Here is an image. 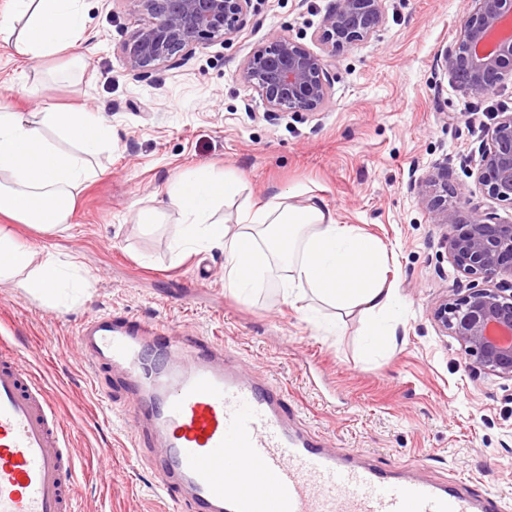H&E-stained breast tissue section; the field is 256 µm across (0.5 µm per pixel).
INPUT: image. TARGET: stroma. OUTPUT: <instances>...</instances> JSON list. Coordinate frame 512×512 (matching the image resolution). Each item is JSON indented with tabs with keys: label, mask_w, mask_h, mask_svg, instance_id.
I'll list each match as a JSON object with an SVG mask.
<instances>
[{
	"label": "stroma",
	"mask_w": 512,
	"mask_h": 512,
	"mask_svg": "<svg viewBox=\"0 0 512 512\" xmlns=\"http://www.w3.org/2000/svg\"><path fill=\"white\" fill-rule=\"evenodd\" d=\"M334 0H253L242 31L196 49L179 67L133 79L121 45L140 20L124 0H81L80 77L47 80L69 56L23 60L0 41V103L22 112H97L112 148L107 174L87 184L67 230L14 225L37 252L74 256L91 287L51 307L0 282V336L24 353L71 423L83 470L76 512H174L154 495L157 451L142 436L133 455L130 391L119 368L90 369L73 347L90 316H121L222 338L251 369L277 380L302 424L336 448L381 469L492 493L512 512V380L476 375L457 341L430 316L442 295L485 287L458 271L418 183L448 165L470 184L499 112H512V80L486 95L460 91L437 59L454 47L470 0H384L385 22L344 49L330 69L331 98L315 114L263 119L256 93L237 79L248 53L272 32L307 47ZM240 177L244 196L317 197L338 223L384 247L400 305L388 320L396 341L369 348L359 312L329 333L283 303L278 284L235 297L224 286V254L176 253L180 217L167 211L148 232L134 213L156 206L189 170ZM112 451L102 475L98 451Z\"/></svg>",
	"instance_id": "1"
}]
</instances>
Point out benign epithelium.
I'll return each instance as SVG.
<instances>
[{"label":"benign epithelium","instance_id":"7a95c632","mask_svg":"<svg viewBox=\"0 0 512 512\" xmlns=\"http://www.w3.org/2000/svg\"><path fill=\"white\" fill-rule=\"evenodd\" d=\"M142 23L122 45L126 71L143 78L177 66L213 41H227L247 23L252 0H126ZM457 45L437 63L468 93L486 94L512 79V0H472ZM385 21L383 0H336L323 17L317 53L284 32L271 34L245 58L238 79L259 96L263 117L319 112L330 100L329 68L336 53L371 39ZM475 188L455 185L448 166L425 181L422 202L436 223L450 229L446 240L453 265L491 281L512 277V224L480 212L476 191L512 206V113H497L487 133ZM432 317L461 346L475 373L512 380V291L471 288L461 297L439 298Z\"/></svg>","mask_w":512,"mask_h":512}]
</instances>
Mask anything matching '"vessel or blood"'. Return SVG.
I'll return each mask as SVG.
<instances>
[{"label": "vessel or blood", "mask_w": 512, "mask_h": 512, "mask_svg": "<svg viewBox=\"0 0 512 512\" xmlns=\"http://www.w3.org/2000/svg\"><path fill=\"white\" fill-rule=\"evenodd\" d=\"M75 345L135 386L133 427L160 444L158 488L192 512H498L493 498L391 477L288 425L287 393L254 377L223 340L109 317ZM79 457L50 393L0 342V512H73Z\"/></svg>", "instance_id": "b4317fda"}]
</instances>
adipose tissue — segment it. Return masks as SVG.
I'll return each instance as SVG.
<instances>
[{"mask_svg": "<svg viewBox=\"0 0 512 512\" xmlns=\"http://www.w3.org/2000/svg\"><path fill=\"white\" fill-rule=\"evenodd\" d=\"M12 17L13 25L0 24V37L12 42L16 54L43 58L65 52L74 67H81V0H13ZM110 142V130L97 113L51 105L20 112L0 104L1 281H12L54 307L69 293L87 290L89 283L74 261L30 251L12 227L66 230L77 190L102 173L89 159ZM242 190L239 179L206 172L173 181L166 195L168 207L181 217L176 252L221 249L224 279L234 295H248L276 280L285 303L302 304L312 296L339 310H359L365 336L395 341L394 328L382 325L380 318L399 298L386 285V256L376 239L337 223L313 197L298 205L279 195L261 205L245 202L234 225L224 224L218 209Z\"/></svg>", "mask_w": 512, "mask_h": 512, "instance_id": "1", "label": "adipose tissue"}]
</instances>
